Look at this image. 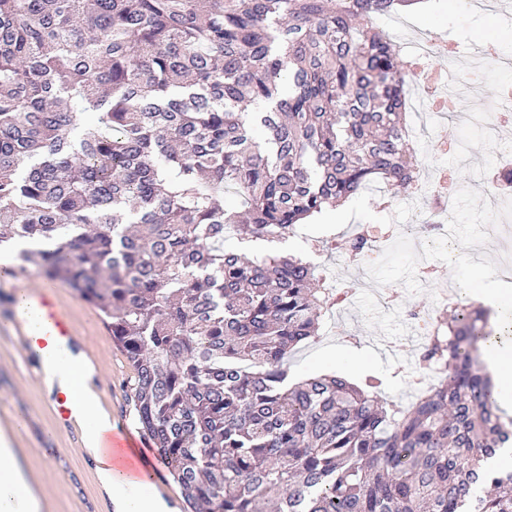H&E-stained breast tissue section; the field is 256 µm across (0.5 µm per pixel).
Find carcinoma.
Wrapping results in <instances>:
<instances>
[{
    "label": "carcinoma",
    "instance_id": "1",
    "mask_svg": "<svg viewBox=\"0 0 512 512\" xmlns=\"http://www.w3.org/2000/svg\"><path fill=\"white\" fill-rule=\"evenodd\" d=\"M421 0H0V247L94 305L187 512H512L490 312L456 297L404 376L288 382L336 295L275 242L408 186L406 69L371 19ZM234 190L238 203H222ZM371 257L364 239L319 240Z\"/></svg>",
    "mask_w": 512,
    "mask_h": 512
}]
</instances>
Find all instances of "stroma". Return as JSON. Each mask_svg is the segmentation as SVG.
<instances>
[{
    "mask_svg": "<svg viewBox=\"0 0 512 512\" xmlns=\"http://www.w3.org/2000/svg\"><path fill=\"white\" fill-rule=\"evenodd\" d=\"M381 29L398 30L404 37L397 51L407 55V42L417 36H446L457 43L460 67L453 72L455 81H463L470 72L471 47L486 37H495L505 52L512 53V18L503 19L488 11L469 6V0H422L415 8L390 19H380ZM512 84V72L486 66L475 92L461 96L459 113L478 115L488 112L504 85ZM417 155L426 169H446L450 195L463 199L458 211L459 249L463 258L454 264L441 263L433 286H422L411 261L410 248L397 243L392 252L375 265L363 268L347 266L343 255L330 257L315 251L313 244L321 235H351L357 225L380 228L387 224L412 225L418 211L429 207V200L413 201L396 194L387 210L377 206L379 189L371 187L348 201L346 206L327 211L298 233L272 243L282 254L306 256L322 265L336 287L356 283L355 298L348 307L324 314L319 340L297 348L288 357L290 380L337 374L357 382L373 375L383 382L382 392L389 398L409 402L410 388L398 372L414 361L418 348L405 344L399 355L385 349L390 337L401 335L404 326L387 309L377 305L373 291L386 289L399 295L406 308L434 310L441 289L471 290L480 287L512 250L483 238L482 229L494 214L512 213V203L493 204L476 172L494 165L498 153L492 138L480 130L462 127L457 116L438 119L433 131L413 138ZM65 309L76 321L86 343L98 354V376L112 389V408L135 425V409L127 391L131 374L124 354L113 343L111 334L94 306L85 305L68 286H61ZM48 394L29 377L14 339L0 336V418L23 417L18 433L19 460L31 483L51 489L43 512H111L103 498L96 463L67 435L48 412Z\"/></svg>",
    "mask_w": 512,
    "mask_h": 512,
    "instance_id": "35a3bbf8",
    "label": "stroma"
}]
</instances>
